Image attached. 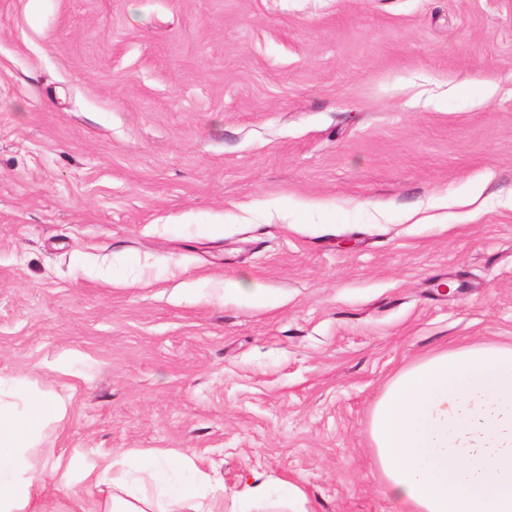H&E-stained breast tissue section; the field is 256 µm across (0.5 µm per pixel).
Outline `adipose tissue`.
I'll return each mask as SVG.
<instances>
[{
    "label": "adipose tissue",
    "mask_w": 512,
    "mask_h": 512,
    "mask_svg": "<svg viewBox=\"0 0 512 512\" xmlns=\"http://www.w3.org/2000/svg\"><path fill=\"white\" fill-rule=\"evenodd\" d=\"M60 404L33 394L0 399V512H224L211 479L174 481L186 456L156 448L140 466L156 486L152 498L128 487L117 456L88 469L71 487L72 455L53 463L47 484L28 454L41 425L58 420ZM374 464L396 512H512V343L454 345L402 368L376 401L369 422ZM110 496H100V489Z\"/></svg>",
    "instance_id": "adipose-tissue-1"
}]
</instances>
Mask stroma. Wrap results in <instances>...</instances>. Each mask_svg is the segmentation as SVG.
<instances>
[{
  "instance_id": "35a3bbf8",
  "label": "stroma",
  "mask_w": 512,
  "mask_h": 512,
  "mask_svg": "<svg viewBox=\"0 0 512 512\" xmlns=\"http://www.w3.org/2000/svg\"><path fill=\"white\" fill-rule=\"evenodd\" d=\"M512 343V0H0V376L64 448L395 512L372 407Z\"/></svg>"
}]
</instances>
